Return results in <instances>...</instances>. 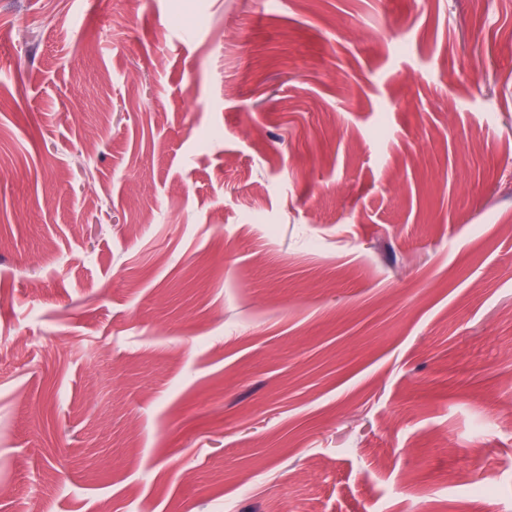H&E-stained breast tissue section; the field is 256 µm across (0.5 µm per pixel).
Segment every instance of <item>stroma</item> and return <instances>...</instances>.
Instances as JSON below:
<instances>
[{"mask_svg":"<svg viewBox=\"0 0 512 512\" xmlns=\"http://www.w3.org/2000/svg\"><path fill=\"white\" fill-rule=\"evenodd\" d=\"M1 30L0 512H512V0Z\"/></svg>","mask_w":512,"mask_h":512,"instance_id":"stroma-1","label":"stroma"}]
</instances>
